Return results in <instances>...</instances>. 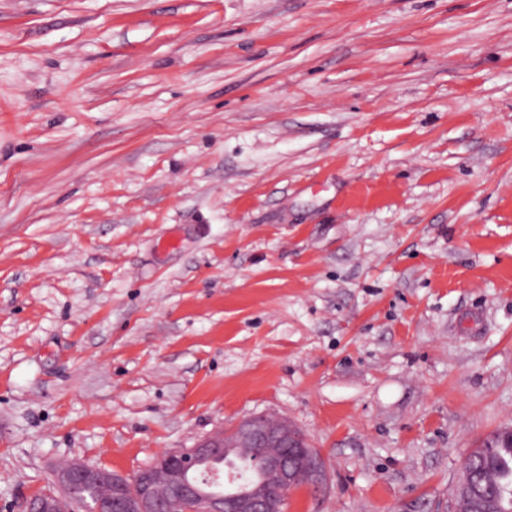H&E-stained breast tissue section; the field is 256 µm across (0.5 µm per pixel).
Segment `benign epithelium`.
Listing matches in <instances>:
<instances>
[{
	"label": "benign epithelium",
	"mask_w": 512,
	"mask_h": 512,
	"mask_svg": "<svg viewBox=\"0 0 512 512\" xmlns=\"http://www.w3.org/2000/svg\"><path fill=\"white\" fill-rule=\"evenodd\" d=\"M288 420L256 415L229 432L216 431L190 448L164 451L149 466L131 476L90 465L80 459L51 470L55 490L25 502V512H161L167 492L182 512H285L288 494L298 482H316L324 463L312 448H298ZM265 448L261 464L279 481L268 495L250 491L237 495H207L206 481L192 475L199 461H212L234 450Z\"/></svg>",
	"instance_id": "benign-epithelium-1"
}]
</instances>
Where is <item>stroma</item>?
<instances>
[{
	"mask_svg": "<svg viewBox=\"0 0 512 512\" xmlns=\"http://www.w3.org/2000/svg\"><path fill=\"white\" fill-rule=\"evenodd\" d=\"M258 413L286 512L512 427V0H0V512Z\"/></svg>",
	"mask_w": 512,
	"mask_h": 512,
	"instance_id": "obj_1",
	"label": "stroma"
}]
</instances>
